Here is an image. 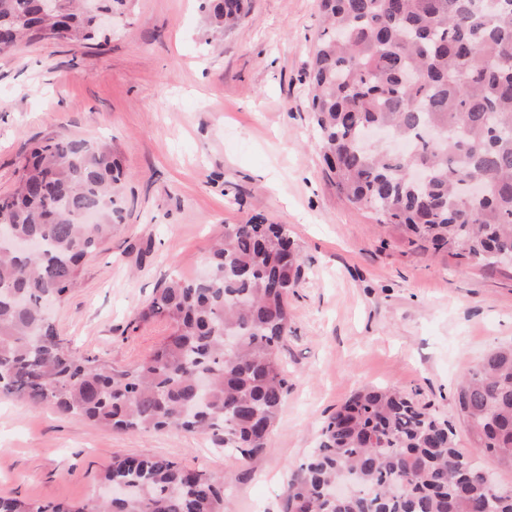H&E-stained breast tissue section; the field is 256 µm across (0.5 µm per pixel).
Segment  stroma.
Returning <instances> with one entry per match:
<instances>
[{
    "label": "stroma",
    "instance_id": "obj_1",
    "mask_svg": "<svg viewBox=\"0 0 512 512\" xmlns=\"http://www.w3.org/2000/svg\"><path fill=\"white\" fill-rule=\"evenodd\" d=\"M321 32L316 0H250L219 39L202 0H128L108 42L0 55V196L31 142L56 129L110 140L127 174L120 226L51 311L72 351L116 367L149 355L167 326L131 321L170 277L202 274L225 225H287L302 262L281 350L290 389L267 454L244 460L210 434L118 433L3 399L0 495L84 503L113 457L164 456L233 474L228 512H284L322 424L365 386L429 405L468 461L512 488L455 401L462 375L512 342V266L409 244L337 194L308 108Z\"/></svg>",
    "mask_w": 512,
    "mask_h": 512
}]
</instances>
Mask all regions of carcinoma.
<instances>
[{"instance_id": "cac0c4a2", "label": "carcinoma", "mask_w": 512, "mask_h": 512, "mask_svg": "<svg viewBox=\"0 0 512 512\" xmlns=\"http://www.w3.org/2000/svg\"><path fill=\"white\" fill-rule=\"evenodd\" d=\"M247 0H204L213 29ZM325 27L307 73L326 176L348 202L409 243L512 265V0H317ZM0 0V53L35 39L97 35L81 0ZM383 127L405 144L365 140ZM422 171L416 183L412 171ZM124 177L112 145L54 131L23 156L0 197V397L114 430L224 433L250 460L270 450L288 395L280 348L288 290L302 268L286 224H226L208 272L172 279L133 323L170 333L134 366L69 351L45 311L112 236ZM40 241L37 254L13 248ZM456 402L476 448L512 470V345L461 380ZM100 481L130 487L110 501L35 504L0 496V512H227V478L168 458L112 459ZM285 512H512V490L463 459L448 421L412 396L354 393L285 492Z\"/></svg>"}]
</instances>
